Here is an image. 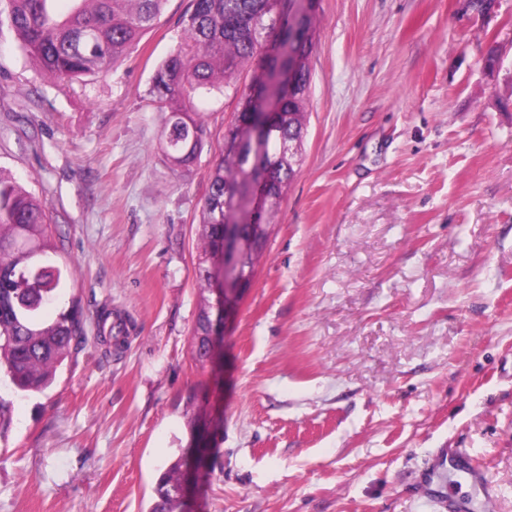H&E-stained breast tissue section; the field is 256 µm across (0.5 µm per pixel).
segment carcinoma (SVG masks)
<instances>
[{
    "label": "carcinoma",
    "mask_w": 512,
    "mask_h": 512,
    "mask_svg": "<svg viewBox=\"0 0 512 512\" xmlns=\"http://www.w3.org/2000/svg\"><path fill=\"white\" fill-rule=\"evenodd\" d=\"M55 0H7L0 11L22 50L42 70L60 79L103 74L127 55L153 28L166 0H73L68 16L59 18ZM320 0H309L298 23L290 24L288 4L275 0H189L180 18L175 51L154 71L149 96L160 119L159 148L176 171L196 163L206 146V128L197 108L217 93L238 99L237 112L222 137L219 157L210 170L201 211L197 286L201 309L194 335V356L204 359L214 321L209 257L224 238V225L250 207L249 166L261 162L277 198L301 171L311 74L306 59L315 44ZM302 65L296 89L273 79L271 71L288 72V48ZM267 69L262 90L278 104V116L261 146L235 150L239 123L248 119L243 71ZM48 208L22 184L0 169V372L22 392L43 391L83 335L85 311L67 296L73 269L56 260ZM68 298L54 319L52 305ZM211 449L193 440L171 462L154 487L149 512H181L178 497L187 468L195 482L212 474Z\"/></svg>",
    "instance_id": "1"
}]
</instances>
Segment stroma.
Listing matches in <instances>:
<instances>
[{
  "label": "stroma",
  "mask_w": 512,
  "mask_h": 512,
  "mask_svg": "<svg viewBox=\"0 0 512 512\" xmlns=\"http://www.w3.org/2000/svg\"><path fill=\"white\" fill-rule=\"evenodd\" d=\"M187 3L73 81L0 24V169L47 202L88 336L45 392L0 378V512H148L197 415L219 454L189 512H512V0H322L303 166L204 365L199 220L237 101L200 104L212 149L172 170L148 92ZM457 450L492 497L433 481Z\"/></svg>",
  "instance_id": "1"
}]
</instances>
